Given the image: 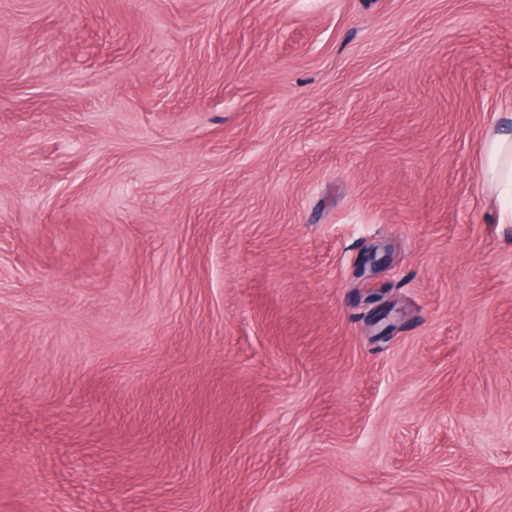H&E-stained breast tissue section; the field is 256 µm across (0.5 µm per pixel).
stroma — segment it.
<instances>
[{
    "instance_id": "1",
    "label": "stroma",
    "mask_w": 512,
    "mask_h": 512,
    "mask_svg": "<svg viewBox=\"0 0 512 512\" xmlns=\"http://www.w3.org/2000/svg\"><path fill=\"white\" fill-rule=\"evenodd\" d=\"M508 112L512 0H0V512H512ZM481 180L499 202L497 221L512 224V132L491 130L483 142Z\"/></svg>"
}]
</instances>
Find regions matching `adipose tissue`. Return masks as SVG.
<instances>
[{
    "instance_id": "ef3b65f1",
    "label": "adipose tissue",
    "mask_w": 512,
    "mask_h": 512,
    "mask_svg": "<svg viewBox=\"0 0 512 512\" xmlns=\"http://www.w3.org/2000/svg\"><path fill=\"white\" fill-rule=\"evenodd\" d=\"M481 180L498 202L497 221L512 224V132L490 131L483 142Z\"/></svg>"
}]
</instances>
